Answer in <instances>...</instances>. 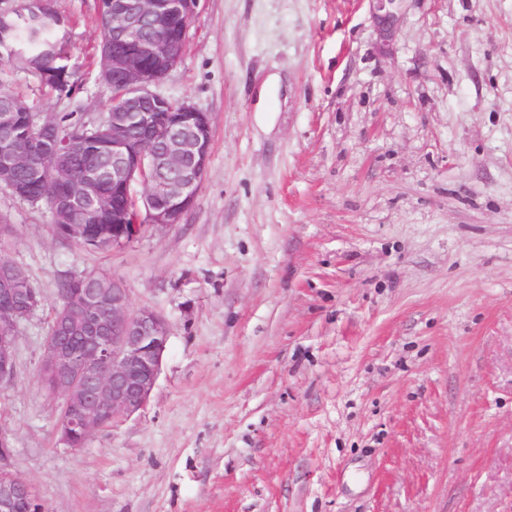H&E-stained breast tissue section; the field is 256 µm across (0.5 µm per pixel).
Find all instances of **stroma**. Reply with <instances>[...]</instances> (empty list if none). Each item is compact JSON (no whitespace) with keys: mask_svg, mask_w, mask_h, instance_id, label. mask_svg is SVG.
Masks as SVG:
<instances>
[{"mask_svg":"<svg viewBox=\"0 0 512 512\" xmlns=\"http://www.w3.org/2000/svg\"><path fill=\"white\" fill-rule=\"evenodd\" d=\"M80 89L112 93L95 0ZM200 0L158 90L208 112L178 224L109 253L60 243L0 189V254L44 302L19 330L0 431L47 512H512V0ZM122 279L169 341L147 406L79 448L37 371L59 273ZM374 27L382 46L396 37L400 24V5L403 0H367Z\"/></svg>","mask_w":512,"mask_h":512,"instance_id":"stroma-1","label":"stroma"}]
</instances>
